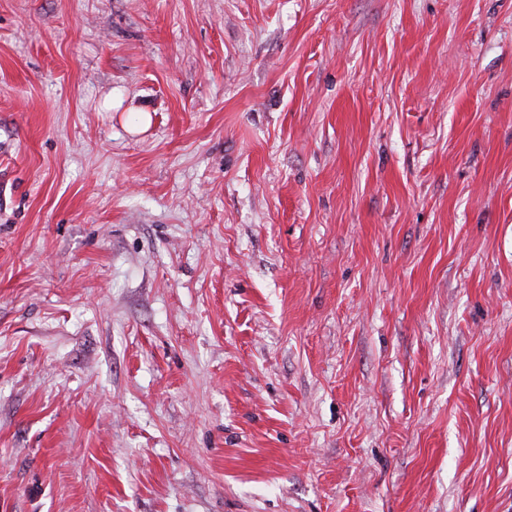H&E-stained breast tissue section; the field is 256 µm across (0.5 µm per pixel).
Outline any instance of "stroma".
<instances>
[{
	"label": "stroma",
	"mask_w": 512,
	"mask_h": 512,
	"mask_svg": "<svg viewBox=\"0 0 512 512\" xmlns=\"http://www.w3.org/2000/svg\"><path fill=\"white\" fill-rule=\"evenodd\" d=\"M0 512H512V0H0Z\"/></svg>",
	"instance_id": "obj_1"
}]
</instances>
